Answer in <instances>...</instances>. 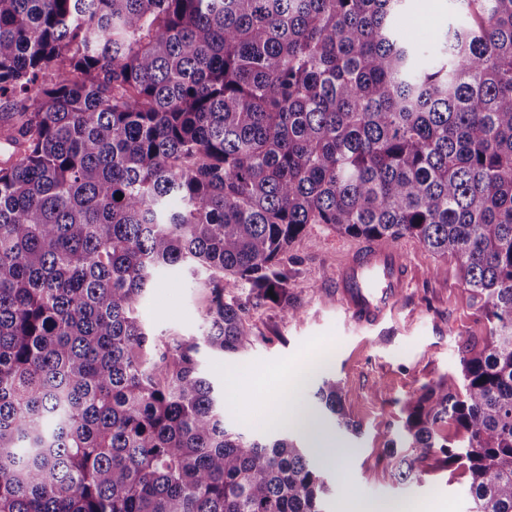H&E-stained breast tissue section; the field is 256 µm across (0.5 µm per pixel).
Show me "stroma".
Masks as SVG:
<instances>
[{
	"label": "stroma",
	"instance_id": "obj_1",
	"mask_svg": "<svg viewBox=\"0 0 512 512\" xmlns=\"http://www.w3.org/2000/svg\"><path fill=\"white\" fill-rule=\"evenodd\" d=\"M464 20L457 0H408L396 24L430 53L448 29ZM363 244V239L338 234L327 225H310L283 261L296 316L269 302L250 307L252 347L239 359L203 354L202 369L224 392L230 426L266 437L279 427L265 413L266 398L256 391L255 377L265 376L280 386L286 369L328 355L329 369L344 387V405L361 433L355 437L330 425L325 428L340 445L338 457L324 461L332 487L326 512H350L359 502L378 505L384 512H409L418 503L426 504L429 512H468L467 480L448 468L441 455L422 463L420 481L401 485L392 476L387 448L402 425L406 399L423 384L458 370L460 338L483 341L487 323L472 307L457 263L405 237L397 246L412 272L410 287L381 324L354 330L336 304L333 274ZM207 305L206 293L190 277L164 274L141 314L156 333L191 336L199 333Z\"/></svg>",
	"mask_w": 512,
	"mask_h": 512
}]
</instances>
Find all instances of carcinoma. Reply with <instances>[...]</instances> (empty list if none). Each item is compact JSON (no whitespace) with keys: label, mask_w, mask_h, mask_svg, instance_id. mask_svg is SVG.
I'll list each match as a JSON object with an SVG mask.
<instances>
[{"label":"carcinoma","mask_w":512,"mask_h":512,"mask_svg":"<svg viewBox=\"0 0 512 512\" xmlns=\"http://www.w3.org/2000/svg\"><path fill=\"white\" fill-rule=\"evenodd\" d=\"M404 2L0 0V512H325L310 450L227 426L199 359L254 341L226 289L290 312L310 224L459 264L489 336L405 404L393 475L440 452L512 512V0H457L429 62ZM186 270L205 331L157 334ZM314 397L359 435L334 376ZM208 305L206 292L187 276L163 274L141 308L145 323L157 334L199 333Z\"/></svg>","instance_id":"obj_1"}]
</instances>
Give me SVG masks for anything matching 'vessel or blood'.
Returning <instances> with one entry per match:
<instances>
[{
	"label": "vessel or blood",
	"instance_id": "b4317fda",
	"mask_svg": "<svg viewBox=\"0 0 512 512\" xmlns=\"http://www.w3.org/2000/svg\"><path fill=\"white\" fill-rule=\"evenodd\" d=\"M409 282L402 251L387 243H370L340 265L336 299L355 325L371 327L383 320Z\"/></svg>",
	"mask_w": 512,
	"mask_h": 512
}]
</instances>
